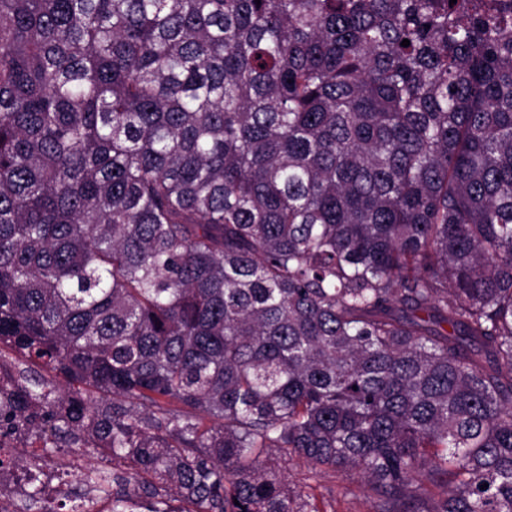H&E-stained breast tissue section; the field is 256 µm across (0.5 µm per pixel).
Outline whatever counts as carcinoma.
Here are the masks:
<instances>
[{"label": "carcinoma", "instance_id": "carcinoma-1", "mask_svg": "<svg viewBox=\"0 0 512 512\" xmlns=\"http://www.w3.org/2000/svg\"><path fill=\"white\" fill-rule=\"evenodd\" d=\"M7 353L112 512H512V0H0ZM72 447L66 454L69 457L78 458L83 465L81 471H73V477L77 478L78 483H83L84 480H80L81 472L89 468H100L102 456L98 448H84L86 446L83 443L72 445ZM281 466L292 487L298 486L305 493L316 495L318 499L323 496L332 503L334 512L375 511V493L365 488L356 477L336 472L317 483L307 479L308 468L302 461L293 460Z\"/></svg>", "mask_w": 512, "mask_h": 512}]
</instances>
